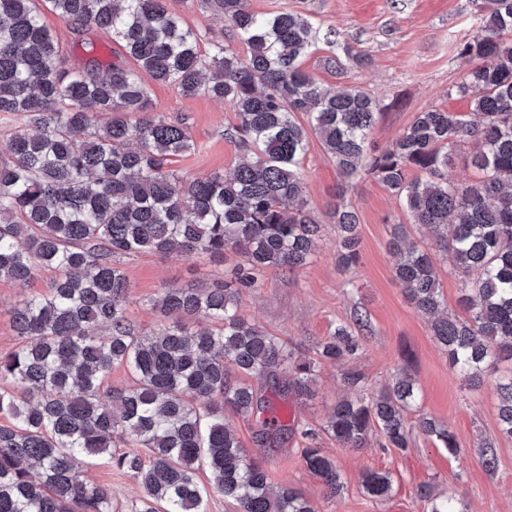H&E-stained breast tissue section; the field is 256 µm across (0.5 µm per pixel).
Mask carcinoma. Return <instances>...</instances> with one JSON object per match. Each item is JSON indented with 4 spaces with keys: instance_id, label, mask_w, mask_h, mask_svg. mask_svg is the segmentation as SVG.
<instances>
[{
    "instance_id": "obj_1",
    "label": "carcinoma",
    "mask_w": 512,
    "mask_h": 512,
    "mask_svg": "<svg viewBox=\"0 0 512 512\" xmlns=\"http://www.w3.org/2000/svg\"><path fill=\"white\" fill-rule=\"evenodd\" d=\"M249 48L240 56L216 43L200 50L166 0H0V112L20 116L10 135L11 161L0 166V279L27 284L39 270L57 273L48 293L14 306L21 344L0 355V512H113L112 490L83 475L101 457L142 488L135 512H208L197 473L214 476V492L239 512H318L299 491L270 487L262 463L247 458L225 423L230 412L261 419L265 434L284 425L265 413L268 400L231 371L263 375L279 393L313 396L316 369L363 349L365 316L340 323L314 356L295 351L239 312L242 291L269 269L309 263L322 225L311 215L300 164L314 133L342 183L332 215L338 259L358 262V216L345 186L380 181L403 201L410 223L438 232L443 256L460 276L461 318L444 310L430 254L393 224L395 278L448 364L473 387L483 373L512 362V0H474L480 27L459 45L466 65L457 93L476 89L468 120L430 108L385 150L369 134L383 105L369 92L318 83L301 60L336 31L320 33L294 12L252 13L243 0H206ZM81 33L112 35L136 64L96 58L74 73L44 11ZM184 96L229 103L238 124L226 139L253 157L229 176H184L171 159L196 145L189 126L153 111L141 74ZM473 140L470 165L479 180L462 185L450 171L451 148ZM415 169L423 177L407 179ZM243 258L233 275L207 288L161 289L157 332L138 335L125 316L129 284L119 257L137 253ZM205 323L187 325L191 319ZM377 396L363 375L345 373L356 395L339 400L323 430L342 448H364L380 431L384 448L410 447L408 414L419 405L410 357ZM116 365L133 385L105 390ZM501 430L512 436V375L497 383ZM419 427L448 453L458 435L422 414ZM308 471L329 497L345 488L336 462L302 449ZM372 499L391 494L388 474L362 481ZM417 495L428 512H464L429 485Z\"/></svg>"
}]
</instances>
